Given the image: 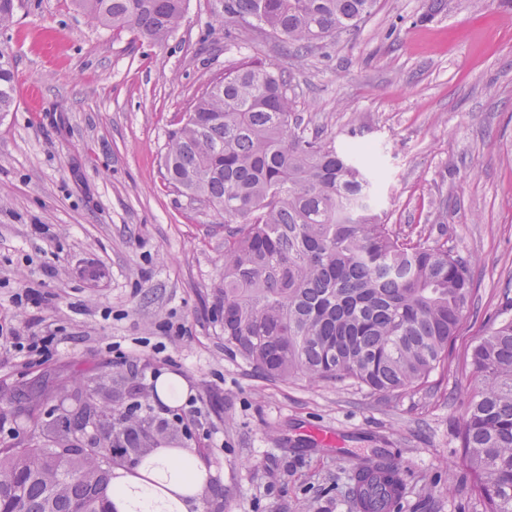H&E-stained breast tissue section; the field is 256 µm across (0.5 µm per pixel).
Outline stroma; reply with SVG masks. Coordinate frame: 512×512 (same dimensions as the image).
Wrapping results in <instances>:
<instances>
[{
    "label": "stroma",
    "mask_w": 512,
    "mask_h": 512,
    "mask_svg": "<svg viewBox=\"0 0 512 512\" xmlns=\"http://www.w3.org/2000/svg\"><path fill=\"white\" fill-rule=\"evenodd\" d=\"M221 12L188 0L157 45L72 0H18L0 33L17 99L0 120V334L63 339L43 358L0 350V439L47 443L85 375L108 397L112 376L175 374L201 408L178 402L167 420L211 472L202 512H357L348 478L382 459L404 479L401 512H481L455 430L473 345L512 317V0H378L301 59L257 30L228 45ZM252 59L291 74L311 131L371 148L390 224H444L468 263L471 308L422 387L384 399L350 380L269 381L225 352L224 218L167 189L162 158L192 98ZM24 290L37 304L16 307ZM44 375L64 387L36 430L19 386Z\"/></svg>",
    "instance_id": "obj_1"
}]
</instances>
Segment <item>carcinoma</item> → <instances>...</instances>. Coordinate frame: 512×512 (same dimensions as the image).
I'll use <instances>...</instances> for the list:
<instances>
[{"mask_svg":"<svg viewBox=\"0 0 512 512\" xmlns=\"http://www.w3.org/2000/svg\"><path fill=\"white\" fill-rule=\"evenodd\" d=\"M97 25L166 41L185 0H74ZM377 0H223L231 24L259 29L302 52L349 34ZM15 72L0 51V118L16 106ZM290 75L260 61L215 78L171 130L164 155L172 191L224 215V275L215 287L224 351L271 381L352 380L383 398L416 388L445 358L471 304L468 264L433 228L400 236L377 212L378 198L357 146L336 149L306 133ZM477 382L455 438L483 512H512V318L473 347ZM50 378L27 392L22 415L42 427ZM130 403H98V380L62 415L55 447L0 442V512H112V473L179 437L156 430ZM98 442L75 448L66 434L87 427ZM397 468H358L351 495L379 512L370 491L396 494Z\"/></svg>","mask_w":512,"mask_h":512,"instance_id":"carcinoma-1","label":"carcinoma"}]
</instances>
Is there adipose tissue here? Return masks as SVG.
<instances>
[{"mask_svg": "<svg viewBox=\"0 0 512 512\" xmlns=\"http://www.w3.org/2000/svg\"><path fill=\"white\" fill-rule=\"evenodd\" d=\"M208 469L180 448H161L133 470H115L114 512H192L199 507Z\"/></svg>", "mask_w": 512, "mask_h": 512, "instance_id": "ef3b65f1", "label": "adipose tissue"}]
</instances>
